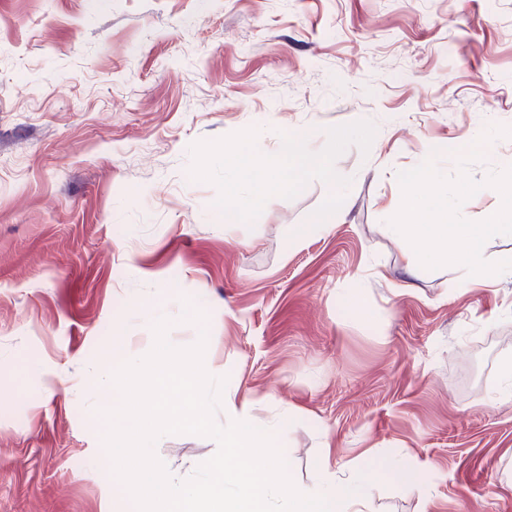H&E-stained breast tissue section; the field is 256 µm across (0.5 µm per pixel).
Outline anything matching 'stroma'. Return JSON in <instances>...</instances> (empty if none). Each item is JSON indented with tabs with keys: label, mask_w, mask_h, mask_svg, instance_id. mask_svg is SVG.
I'll return each instance as SVG.
<instances>
[{
	"label": "stroma",
	"mask_w": 512,
	"mask_h": 512,
	"mask_svg": "<svg viewBox=\"0 0 512 512\" xmlns=\"http://www.w3.org/2000/svg\"><path fill=\"white\" fill-rule=\"evenodd\" d=\"M348 147L324 231L289 246L321 181L225 226L190 147L250 127ZM512 127V0H0V512H136L102 444L96 379L177 347L253 406L299 485L389 454L426 474L369 512H512V275L460 287L387 228L399 171ZM206 327L182 322V298ZM214 440L154 451L184 480Z\"/></svg>",
	"instance_id": "stroma-1"
}]
</instances>
